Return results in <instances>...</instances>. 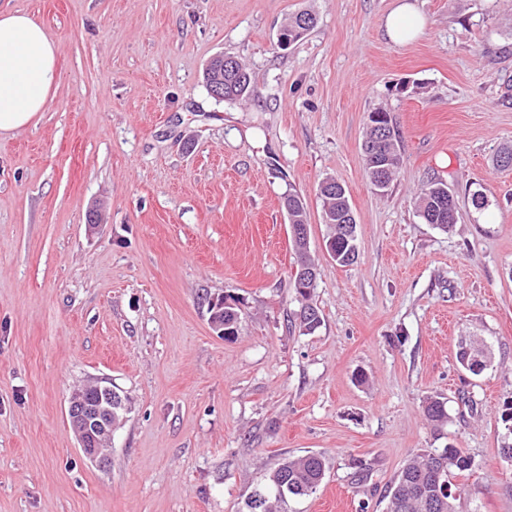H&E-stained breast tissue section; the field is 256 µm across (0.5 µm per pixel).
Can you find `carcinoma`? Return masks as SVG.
I'll return each mask as SVG.
<instances>
[{"instance_id":"obj_1","label":"carcinoma","mask_w":512,"mask_h":512,"mask_svg":"<svg viewBox=\"0 0 512 512\" xmlns=\"http://www.w3.org/2000/svg\"><path fill=\"white\" fill-rule=\"evenodd\" d=\"M237 68L217 70L207 68L203 72V84L223 85L224 93L237 100L250 98L256 94V88L250 71L241 63ZM402 161L397 131H388V141L382 146L376 158L365 159L372 185L379 192L387 189L392 176ZM444 183L439 180L428 182L422 189L418 199L421 217L428 224H441L452 229L456 224V203L454 198L448 199V206L442 208L438 202V194ZM323 201L324 223L329 233L336 235V262L342 266L351 265L358 256L356 236L347 237L343 232V224L347 223L346 215L351 211L349 200L325 188L320 191ZM288 221L291 224L307 223V212L298 193L288 194ZM226 305L221 308L219 319L228 324L238 322L241 314V302L227 295L222 298ZM425 414L429 421L438 426L448 422L445 402L440 397L430 399L425 406ZM472 459L463 449L452 445L425 452L410 459L402 468L393 486L388 492L387 512H456V497L452 479L456 475L470 470ZM326 461L319 454H306L295 458H285L273 469L262 489L256 491L249 499V512H288L287 503L290 499L301 498L314 493L325 477ZM450 494L443 493V489Z\"/></svg>"}]
</instances>
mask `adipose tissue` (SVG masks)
<instances>
[{
  "mask_svg": "<svg viewBox=\"0 0 512 512\" xmlns=\"http://www.w3.org/2000/svg\"><path fill=\"white\" fill-rule=\"evenodd\" d=\"M425 22L414 0H397L385 33L404 46L422 36ZM59 81L55 43L46 28L21 11L0 12V134L31 124Z\"/></svg>",
  "mask_w": 512,
  "mask_h": 512,
  "instance_id": "ef3b65f1",
  "label": "adipose tissue"
}]
</instances>
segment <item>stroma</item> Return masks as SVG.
I'll return each mask as SVG.
<instances>
[{
  "instance_id": "stroma-1",
  "label": "stroma",
  "mask_w": 512,
  "mask_h": 512,
  "mask_svg": "<svg viewBox=\"0 0 512 512\" xmlns=\"http://www.w3.org/2000/svg\"><path fill=\"white\" fill-rule=\"evenodd\" d=\"M416 4L424 34L399 47L394 0H0L50 32L61 76L0 136V512H248L306 453L326 476L288 512H385L401 468L449 444L473 460L457 512H512V168L494 164L512 147V0ZM302 10L316 26L281 49ZM219 53L248 67L250 100L208 95ZM378 110L403 156L382 194L362 150ZM328 177L357 224L348 266L323 250ZM433 178L457 203L447 232L418 212ZM293 189L319 267L311 334ZM226 295L243 310L230 340L208 309ZM465 336L491 348L481 375L458 362ZM97 379L124 402L101 462L67 413Z\"/></svg>"
}]
</instances>
